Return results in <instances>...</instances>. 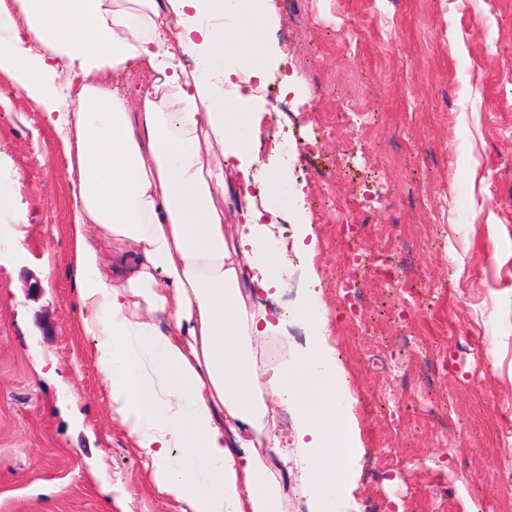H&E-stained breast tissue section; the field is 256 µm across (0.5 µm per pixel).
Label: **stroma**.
<instances>
[{
  "mask_svg": "<svg viewBox=\"0 0 512 512\" xmlns=\"http://www.w3.org/2000/svg\"><path fill=\"white\" fill-rule=\"evenodd\" d=\"M296 89L285 128L313 251L267 309L315 297L362 453L353 512H512V0H274ZM71 183L55 133L0 73V512H181L111 418L78 325ZM452 212L471 214L455 240ZM363 224L361 327L329 282ZM495 239H488V229ZM53 263L44 266V255ZM417 402L390 421L380 399Z\"/></svg>",
  "mask_w": 512,
  "mask_h": 512,
  "instance_id": "1",
  "label": "stroma"
}]
</instances>
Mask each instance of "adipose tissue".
<instances>
[{"label":"adipose tissue","mask_w":512,"mask_h":512,"mask_svg":"<svg viewBox=\"0 0 512 512\" xmlns=\"http://www.w3.org/2000/svg\"><path fill=\"white\" fill-rule=\"evenodd\" d=\"M275 22L273 0H0V71L68 162L80 323L110 412L182 512H285L295 454L308 512H347L336 476L360 453L318 304L297 310L309 350L259 361L281 333L255 301L288 262L275 228L295 224L299 246L310 233L285 198L287 162L260 154L259 90L274 77L293 88L266 36ZM133 66L151 82L131 99L116 79ZM75 68L68 99L55 81ZM277 403L296 410L295 452L275 432Z\"/></svg>","instance_id":"adipose-tissue-1"}]
</instances>
